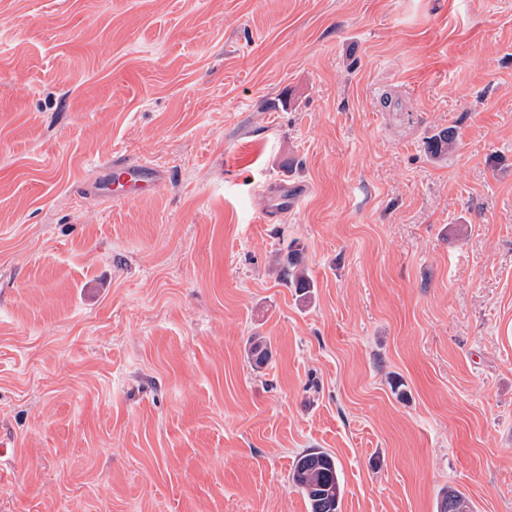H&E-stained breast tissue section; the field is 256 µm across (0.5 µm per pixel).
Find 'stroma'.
Segmentation results:
<instances>
[{
    "label": "stroma",
    "mask_w": 512,
    "mask_h": 512,
    "mask_svg": "<svg viewBox=\"0 0 512 512\" xmlns=\"http://www.w3.org/2000/svg\"><path fill=\"white\" fill-rule=\"evenodd\" d=\"M309 449L512 512V0H0V512H307ZM99 181L93 183L95 194L105 203L126 198L133 200L142 192L153 191L164 177V168L153 161L131 162L122 155H112V158L98 165ZM121 183L122 190L117 188ZM128 197V198H127ZM291 242L286 246V252L277 254L280 278L291 288H296L302 294L310 292L314 283L306 268L300 265V249Z\"/></svg>",
    "instance_id": "35a3bbf8"
}]
</instances>
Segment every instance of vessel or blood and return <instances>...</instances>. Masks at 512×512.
<instances>
[{
	"label": "vessel or blood",
	"instance_id": "1",
	"mask_svg": "<svg viewBox=\"0 0 512 512\" xmlns=\"http://www.w3.org/2000/svg\"><path fill=\"white\" fill-rule=\"evenodd\" d=\"M98 169L100 179L94 184L95 193L107 203L154 190L164 177L163 167L155 162H132L122 155L101 162Z\"/></svg>",
	"mask_w": 512,
	"mask_h": 512
}]
</instances>
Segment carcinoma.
I'll list each match as a JSON object with an SVG mask.
<instances>
[{
    "mask_svg": "<svg viewBox=\"0 0 512 512\" xmlns=\"http://www.w3.org/2000/svg\"><path fill=\"white\" fill-rule=\"evenodd\" d=\"M300 249L291 242L286 252L277 254L280 278L288 286L307 294L314 287L307 269L300 265ZM267 342L254 338L248 355L263 364L268 358ZM290 482L301 492L307 512H341L343 480L336 458L324 450H308L298 455ZM437 512H473L469 499L460 490L450 487L443 495Z\"/></svg>",
    "mask_w": 512,
    "mask_h": 512,
    "instance_id": "obj_1",
    "label": "carcinoma"
}]
</instances>
